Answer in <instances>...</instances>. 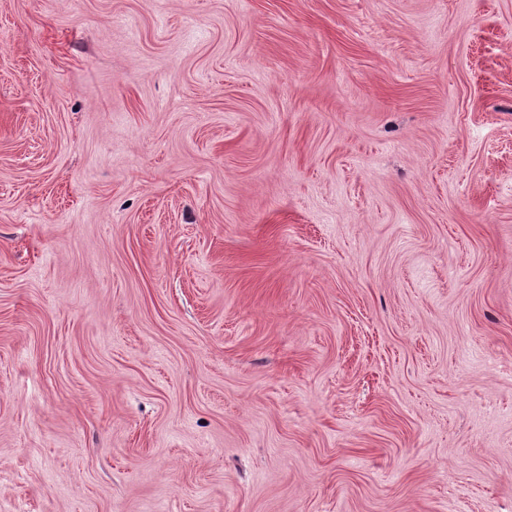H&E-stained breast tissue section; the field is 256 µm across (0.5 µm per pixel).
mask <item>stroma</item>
I'll return each instance as SVG.
<instances>
[{
	"label": "stroma",
	"mask_w": 512,
	"mask_h": 512,
	"mask_svg": "<svg viewBox=\"0 0 512 512\" xmlns=\"http://www.w3.org/2000/svg\"><path fill=\"white\" fill-rule=\"evenodd\" d=\"M0 512H512V0H0Z\"/></svg>",
	"instance_id": "stroma-1"
}]
</instances>
